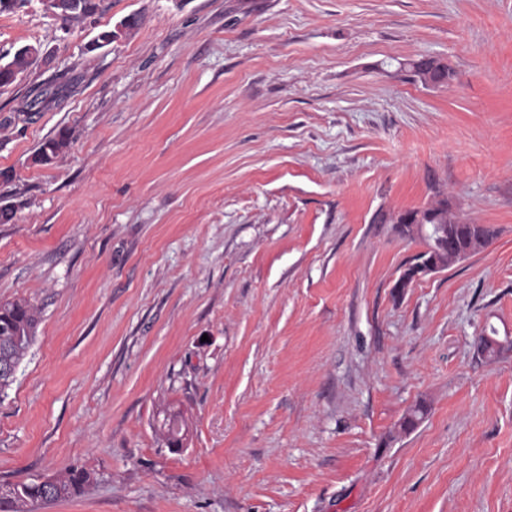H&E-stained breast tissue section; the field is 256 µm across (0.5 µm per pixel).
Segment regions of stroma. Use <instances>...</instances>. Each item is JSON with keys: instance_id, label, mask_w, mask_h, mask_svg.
<instances>
[{"instance_id": "35a3bbf8", "label": "stroma", "mask_w": 512, "mask_h": 512, "mask_svg": "<svg viewBox=\"0 0 512 512\" xmlns=\"http://www.w3.org/2000/svg\"><path fill=\"white\" fill-rule=\"evenodd\" d=\"M27 45L0 302L40 322L0 489L78 467L86 493L35 512H512V0H104L78 24L27 0L0 56ZM442 202L491 243L398 289L426 246L398 215ZM410 68L414 76L422 82H433L445 85L448 82V71H452L448 63L439 58H424L413 60Z\"/></svg>"}]
</instances>
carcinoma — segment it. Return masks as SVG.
<instances>
[{"instance_id":"carcinoma-1","label":"carcinoma","mask_w":512,"mask_h":512,"mask_svg":"<svg viewBox=\"0 0 512 512\" xmlns=\"http://www.w3.org/2000/svg\"><path fill=\"white\" fill-rule=\"evenodd\" d=\"M80 7L63 17L64 22H81L97 13L102 0H77ZM37 49L24 46L11 60L0 67V87L15 82L17 76L25 71L36 59ZM411 71L421 81L448 82L450 66L439 58L421 57L411 62ZM68 145V135L61 131L46 141L38 150L41 162L52 161ZM457 246L467 248L472 245L486 246L494 231L484 224L462 225L457 228ZM37 316L33 307L25 301L15 300L0 303V391L9 389L14 377L2 371L4 367H17L24 359L37 328ZM94 482V477L84 471L70 468L49 478V481L23 483L9 486L0 491V512H29L26 506L38 503H54L71 499L83 494Z\"/></svg>"}]
</instances>
